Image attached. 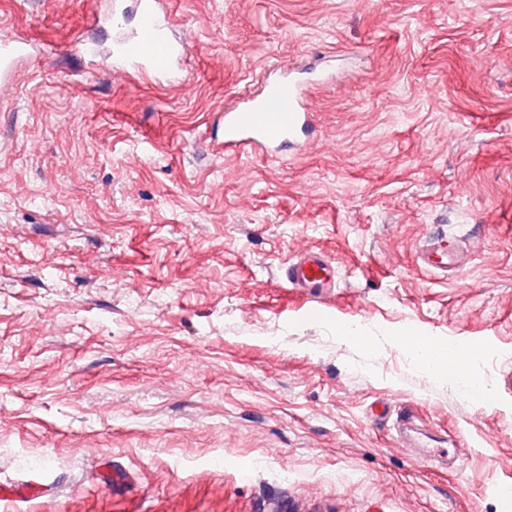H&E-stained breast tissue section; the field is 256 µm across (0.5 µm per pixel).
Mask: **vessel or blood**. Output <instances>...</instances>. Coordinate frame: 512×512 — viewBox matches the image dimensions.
<instances>
[{
    "label": "vessel or blood",
    "mask_w": 512,
    "mask_h": 512,
    "mask_svg": "<svg viewBox=\"0 0 512 512\" xmlns=\"http://www.w3.org/2000/svg\"><path fill=\"white\" fill-rule=\"evenodd\" d=\"M138 21L130 36L118 40L112 53L114 68L128 73L166 74L182 55L181 46L170 35L171 19L158 0H139ZM33 43L21 35L0 36V80L12 81L19 62L33 57ZM261 90L243 97L240 107L224 114V139L218 151L240 154L260 150L279 153L307 148L306 136L313 129L309 106L312 86L289 75L262 78ZM422 269L447 272L452 254L442 241H427L418 256ZM290 287L311 299L330 294L336 286L332 262L322 253L310 251L290 260L285 268Z\"/></svg>",
    "instance_id": "obj_1"
}]
</instances>
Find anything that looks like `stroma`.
<instances>
[{
    "label": "stroma",
    "instance_id": "obj_1",
    "mask_svg": "<svg viewBox=\"0 0 512 512\" xmlns=\"http://www.w3.org/2000/svg\"><path fill=\"white\" fill-rule=\"evenodd\" d=\"M163 7L182 64L128 76L135 0H0L39 47L0 83V512H512V0ZM283 65L329 76L309 146L215 154ZM413 333L474 348L479 395ZM418 260L420 267L425 271L446 273L452 261V253L448 251L442 240H429L421 247ZM284 273L291 288L314 301L336 288V272L332 262L317 251L306 252L290 260ZM401 344L415 354L421 367L428 374L440 375L448 373V378H452L456 382H476L465 371L466 361L473 354L472 349L450 344L456 348V351L451 355L440 354L428 346L423 337L417 334L407 335L406 338L401 339Z\"/></svg>",
    "mask_w": 512,
    "mask_h": 512
}]
</instances>
